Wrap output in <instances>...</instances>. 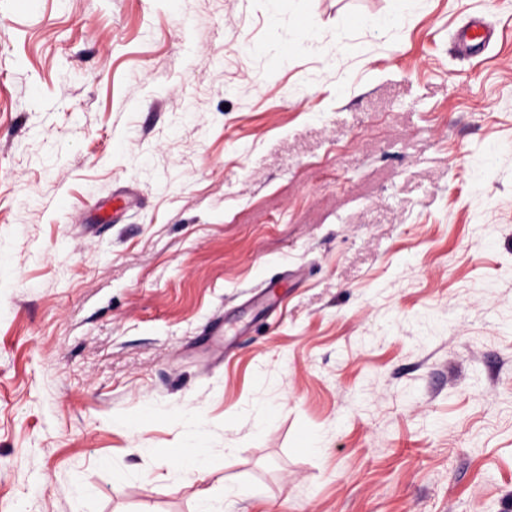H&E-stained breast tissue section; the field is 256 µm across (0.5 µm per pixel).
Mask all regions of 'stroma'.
I'll return each mask as SVG.
<instances>
[{
  "label": "stroma",
  "mask_w": 512,
  "mask_h": 512,
  "mask_svg": "<svg viewBox=\"0 0 512 512\" xmlns=\"http://www.w3.org/2000/svg\"><path fill=\"white\" fill-rule=\"evenodd\" d=\"M206 493L512 512V0H0V512ZM495 35L494 28L481 21H470L460 33L462 49L464 53H469L472 56L477 55L483 51ZM209 452L210 448H204L200 444L179 448L176 455V466L186 473L200 476L207 468Z\"/></svg>",
  "instance_id": "obj_1"
}]
</instances>
